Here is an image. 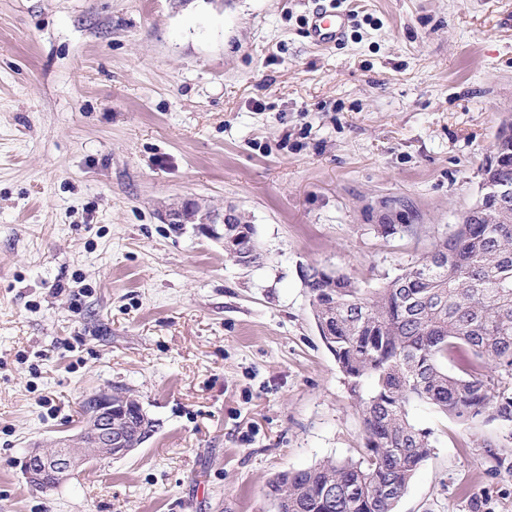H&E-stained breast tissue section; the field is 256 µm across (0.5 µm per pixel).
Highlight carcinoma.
Returning a JSON list of instances; mask_svg holds the SVG:
<instances>
[{"label":"carcinoma","mask_w":512,"mask_h":512,"mask_svg":"<svg viewBox=\"0 0 512 512\" xmlns=\"http://www.w3.org/2000/svg\"><path fill=\"white\" fill-rule=\"evenodd\" d=\"M497 165L483 174L512 188V122L503 123ZM320 335L356 397L366 444L357 461H327L269 482L274 512H396L431 457L432 431L413 403L462 422H512V193L479 197L467 223L400 275L370 292L345 276L336 287L306 275ZM468 348L476 364L448 361ZM394 487L388 495L385 488Z\"/></svg>","instance_id":"cac0c4a2"}]
</instances>
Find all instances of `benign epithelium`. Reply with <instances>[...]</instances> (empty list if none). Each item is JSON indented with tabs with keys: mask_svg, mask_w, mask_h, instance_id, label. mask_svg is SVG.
<instances>
[{
	"mask_svg": "<svg viewBox=\"0 0 512 512\" xmlns=\"http://www.w3.org/2000/svg\"><path fill=\"white\" fill-rule=\"evenodd\" d=\"M169 224H198L206 235L224 240V251L240 258V264L250 261L238 251L242 235V221L231 211L224 213L222 228H217L216 217L201 212L194 203H186L169 210ZM129 399L112 394L97 395L94 411L88 415L87 428L78 433L54 441L46 448H39L31 455L41 461V466L24 473L27 482L40 485L48 482L60 483L88 456L109 455L120 457L133 449L127 443V431L122 408Z\"/></svg>",
	"mask_w": 512,
	"mask_h": 512,
	"instance_id": "7a95c632",
	"label": "benign epithelium"
}]
</instances>
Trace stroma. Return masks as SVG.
Returning <instances> with one entry per match:
<instances>
[{
	"label": "stroma",
	"instance_id": "stroma-1",
	"mask_svg": "<svg viewBox=\"0 0 512 512\" xmlns=\"http://www.w3.org/2000/svg\"><path fill=\"white\" fill-rule=\"evenodd\" d=\"M319 6L351 15L329 47ZM510 117L512 0H0V512H273L279 473L358 459L305 275L401 274ZM186 201L259 263L166 223ZM103 392L155 433L31 487ZM410 416L435 450L397 512H512V423ZM195 203H185L184 205L169 210L166 214V221L169 224H201L200 229L206 235L224 240V251L233 253L241 260V265L255 264L248 261V258L242 259L244 254L238 251V242L242 235V221L232 211H226L222 219L221 232L216 225V217L209 212L201 214ZM243 233V244L245 253H254L260 259L256 251L254 242V229L251 224H245Z\"/></svg>",
	"mask_w": 512,
	"mask_h": 512
}]
</instances>
